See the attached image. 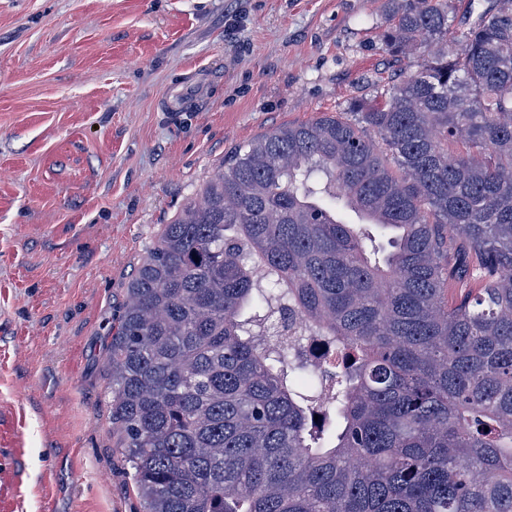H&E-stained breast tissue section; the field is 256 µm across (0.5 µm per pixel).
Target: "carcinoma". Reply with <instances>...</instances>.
<instances>
[{
    "mask_svg": "<svg viewBox=\"0 0 512 512\" xmlns=\"http://www.w3.org/2000/svg\"><path fill=\"white\" fill-rule=\"evenodd\" d=\"M389 2L391 57L459 49L238 147L129 283L140 512H512V0ZM295 318L335 352L317 391Z\"/></svg>",
    "mask_w": 512,
    "mask_h": 512,
    "instance_id": "carcinoma-1",
    "label": "carcinoma"
}]
</instances>
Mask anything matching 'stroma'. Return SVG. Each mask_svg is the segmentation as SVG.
<instances>
[{
  "label": "stroma",
  "mask_w": 512,
  "mask_h": 512,
  "mask_svg": "<svg viewBox=\"0 0 512 512\" xmlns=\"http://www.w3.org/2000/svg\"><path fill=\"white\" fill-rule=\"evenodd\" d=\"M387 14L388 0H0L14 512H138L108 395L128 282L225 155L414 71L383 49Z\"/></svg>",
  "instance_id": "obj_1"
}]
</instances>
